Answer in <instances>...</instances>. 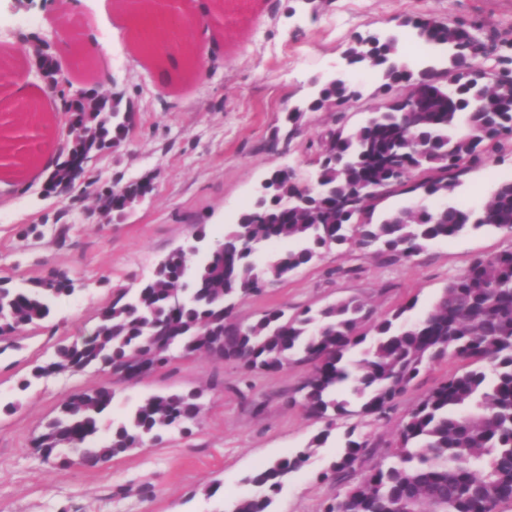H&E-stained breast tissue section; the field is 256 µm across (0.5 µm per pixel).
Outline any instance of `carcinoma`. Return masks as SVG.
I'll list each match as a JSON object with an SVG mask.
<instances>
[{"label":"carcinoma","instance_id":"1","mask_svg":"<svg viewBox=\"0 0 512 512\" xmlns=\"http://www.w3.org/2000/svg\"><path fill=\"white\" fill-rule=\"evenodd\" d=\"M392 21L396 33L385 38L358 33L344 51L350 71L377 76L382 99L361 125L347 129L338 123L321 137L319 189L305 193L302 208L288 212L282 207L300 189L289 177L274 173L262 210L244 211L195 267L191 280H185L188 250H173L132 299L122 292L103 309L94 335L57 345L53 360L35 366L32 376L96 367L125 369L130 380L141 365L156 370L169 366L176 345L187 356L209 339L212 328L214 337L225 338L218 358L248 372L280 371L294 358L313 364L300 392L308 412L328 419L313 440L319 447L336 420L355 413H387L424 368L452 357L463 369L448 375L408 411L394 446L378 462L363 467L364 459L378 449L366 441L347 442L321 475L344 486L323 512H501L511 504L512 249L475 258L413 320L405 317L410 305L376 318L355 297L291 316L273 308L243 326L224 309L235 298L260 293L288 277L333 245L375 247L387 262L398 263L435 241L469 230L489 227L512 233V181L498 184L477 210L448 200L462 176L492 148L512 140V71L487 69L484 61L464 63V31L481 35L474 24L432 13ZM406 32L420 47L446 52L444 66L412 71L402 51ZM401 84L412 95L430 85L436 90L426 111L410 121L400 112L401 95L394 93ZM448 86L450 95L441 92ZM359 97L347 75L338 76L323 84L306 107L289 113L288 121L295 126L303 111L318 112L327 102L345 105ZM61 100L64 111L90 132L70 145V154L115 148L133 126L131 105L119 112L106 108L103 100L97 111L85 112L79 101ZM374 182L386 183L389 195L413 193L442 203H416L375 222L382 197L367 191ZM145 193L141 184L115 185L101 201L121 214ZM352 194L360 195V223L337 208L338 200ZM263 242L294 247L259 265L253 254ZM185 283L184 305L174 310L171 293ZM73 289L74 280L61 271L33 278L25 288L0 280V339L40 325L55 299ZM155 324L166 326L168 344L160 345L150 335ZM369 331L373 341L363 348L362 358L350 359ZM343 386L359 401V410L350 409L351 402L339 396ZM113 398L112 386L106 384L72 394L33 440V448L46 459H58L62 467H95L140 446L148 436L196 422L201 411L196 392L151 396L93 447ZM308 456V450H300L254 470L247 481L265 493L236 501L235 512H272L274 496Z\"/></svg>","mask_w":512,"mask_h":512}]
</instances>
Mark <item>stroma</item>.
<instances>
[{
    "mask_svg": "<svg viewBox=\"0 0 512 512\" xmlns=\"http://www.w3.org/2000/svg\"><path fill=\"white\" fill-rule=\"evenodd\" d=\"M223 27L207 43L188 45L202 70L162 85L152 57L134 42L132 11L121 0H0V66L36 67L48 22L98 39L103 73L71 71L73 90L89 95L122 92L135 105L136 126L119 148L96 162L87 190L63 198L47 189V171L35 157L45 132L24 112H0V278L20 286L53 270L66 272L75 290L59 296L43 327L12 337L0 353V512H228L256 494L247 473L304 447L325 422L301 404L299 388L311 364L249 373L233 361L175 357L165 369L134 382L110 371L87 370L36 380L58 342L90 336L100 312L116 295L149 279L155 265L205 225L211 241L237 223L256 185L279 168L305 180L315 167L323 133L335 113H304L285 153L273 146L275 129H287L292 105L309 99L310 83L324 79L350 38L384 32L395 15L433 13L446 20H476L497 43L512 44V0H223ZM30 140H23L22 132ZM512 180V141L471 170L455 200L479 208L496 184ZM150 183L152 190L124 214L100 208L98 194L113 183ZM41 237H23L28 225ZM67 227L57 244L56 230ZM512 247V234L480 229L430 245L411 261L389 264L375 252L347 245L322 250L313 263L261 293L239 299L237 322L264 311L319 310L356 297L375 315L392 314L408 301L420 316L473 258ZM447 358L423 370L386 417L353 416L330 430L327 442L284 485L275 512H322L337 492L321 474L347 437L385 448L407 412L429 389L460 370ZM112 385L115 398L100 438L113 422L153 395L197 391L202 412L189 431L165 433L162 442L93 468L60 467L32 446L72 393Z\"/></svg>",
    "mask_w": 512,
    "mask_h": 512,
    "instance_id": "35a3bbf8",
    "label": "stroma"
}]
</instances>
